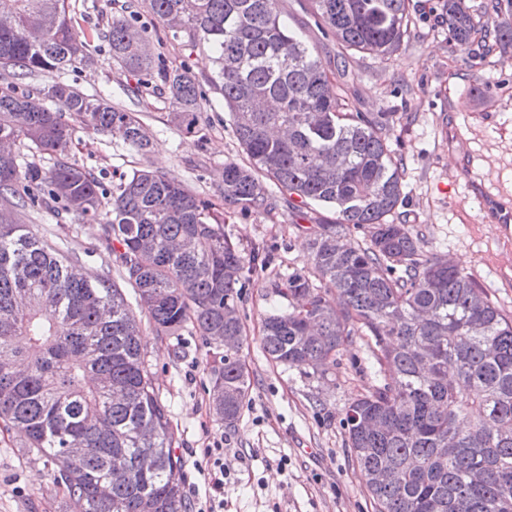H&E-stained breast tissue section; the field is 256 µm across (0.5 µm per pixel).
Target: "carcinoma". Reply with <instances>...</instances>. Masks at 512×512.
Here are the masks:
<instances>
[{
  "instance_id": "obj_1",
  "label": "carcinoma",
  "mask_w": 512,
  "mask_h": 512,
  "mask_svg": "<svg viewBox=\"0 0 512 512\" xmlns=\"http://www.w3.org/2000/svg\"><path fill=\"white\" fill-rule=\"evenodd\" d=\"M144 2L173 38L210 50L214 73L200 80L164 68L138 10L112 19L108 53L139 77L130 93L160 80L187 131L207 89L223 97L246 155L224 162V206L269 214L270 181L336 214L314 232L312 268L293 270L277 289L288 309L265 318L261 345L273 361L323 376L354 328L365 330L383 384L356 399L345 421L375 512H512V315L458 264L421 259V238L391 220L403 197L394 114L351 111L327 64L281 21L279 0ZM408 8L409 0H309L343 49L381 61L404 41ZM446 11L464 53L474 16L464 0H447ZM91 60L69 0H0V145L54 159L46 170L0 149V198L15 213L57 207L100 224L159 335L190 323L214 342L231 337L212 392L215 413L232 424L251 386L239 358V288L269 255H243L213 203L164 174L135 169L109 191L103 175L65 159L66 115L142 155L151 145L138 117L101 97L55 79L24 83ZM32 96L54 107L33 111ZM352 226L369 243L349 242ZM76 264L15 217L0 221V420L47 461L71 512H188L184 461L140 325L109 274L75 278ZM117 463L130 477L101 492Z\"/></svg>"
}]
</instances>
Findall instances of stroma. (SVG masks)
<instances>
[{"instance_id": "stroma-1", "label": "stroma", "mask_w": 512, "mask_h": 512, "mask_svg": "<svg viewBox=\"0 0 512 512\" xmlns=\"http://www.w3.org/2000/svg\"><path fill=\"white\" fill-rule=\"evenodd\" d=\"M130 2L71 0L73 22L95 38L112 18L126 15ZM466 3L477 22L469 53L460 52L448 35L444 0H409V33L384 64L342 51L306 0H279L283 22L327 62L352 111L394 113L391 147L404 163L398 220L421 236L424 257L457 262L490 300L512 314V234L488 222L482 208L489 195L498 209L512 212V46L485 36L486 27L512 25V0H500L496 9L491 0ZM140 20L155 54L170 67L188 68L200 78L213 73L208 49L173 39L149 13ZM63 79L135 113L152 139L143 156L121 138L78 124L70 162L103 171L109 182L146 166L223 207L224 163L244 155L219 94H210L194 134L187 135L173 123L163 87L128 94L135 78L105 52H96L93 64L66 71ZM276 200L271 220L224 215V233L242 254L260 247L270 256L268 268L246 275L240 290L239 357L251 388L233 424L219 420L212 406V379L222 365L223 347L190 326L177 336L142 327L153 383L170 409L175 451L185 462L184 494L190 512H374L344 423L352 401L380 383L366 337H352L324 377L273 362L260 345L264 318L288 307L277 293L285 275L310 267L314 229L329 217L319 206L296 211L283 194ZM21 220L88 270L111 267L100 224L32 209ZM215 445L238 453L228 462L231 476L220 494L197 468L202 448ZM65 509L49 467L28 451L23 434L0 424V512Z\"/></svg>"}]
</instances>
